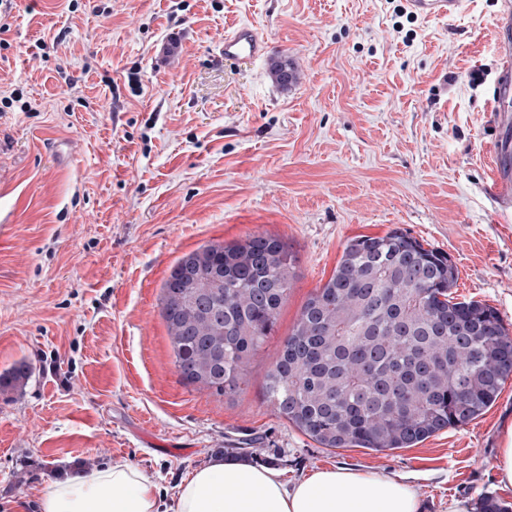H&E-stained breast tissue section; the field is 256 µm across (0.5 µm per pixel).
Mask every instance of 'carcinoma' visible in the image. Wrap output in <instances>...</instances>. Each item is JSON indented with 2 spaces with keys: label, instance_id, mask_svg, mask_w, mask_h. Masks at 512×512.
Listing matches in <instances>:
<instances>
[{
  "label": "carcinoma",
  "instance_id": "cac0c4a2",
  "mask_svg": "<svg viewBox=\"0 0 512 512\" xmlns=\"http://www.w3.org/2000/svg\"><path fill=\"white\" fill-rule=\"evenodd\" d=\"M278 238L210 244L180 258L161 288L186 385L240 390L297 276ZM448 256L399 229L348 241L303 305L267 373L264 398L321 448H410L467 424L512 376V335L496 309L455 302ZM479 512H512L492 494Z\"/></svg>",
  "mask_w": 512,
  "mask_h": 512
}]
</instances>
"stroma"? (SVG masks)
<instances>
[{"instance_id": "stroma-1", "label": "stroma", "mask_w": 512, "mask_h": 512, "mask_svg": "<svg viewBox=\"0 0 512 512\" xmlns=\"http://www.w3.org/2000/svg\"><path fill=\"white\" fill-rule=\"evenodd\" d=\"M77 9H70V2ZM502 0L425 18L405 0H14L0 88V512H39L72 459L136 465L163 500L213 456L273 466L288 484L342 467L414 486L425 512L500 483L512 378L467 425L411 448L326 449L264 400L302 306L358 235L401 229L450 256L457 300L512 325V215L489 195ZM249 22L264 61L227 63ZM298 79L279 86L275 64ZM137 72L138 87L128 83ZM255 235L286 242L298 276L238 393L182 384L161 314L176 261ZM270 45L268 39L261 35L251 23L237 24L230 32H224L219 44V54L224 62L242 60L257 61L268 57Z\"/></svg>"}]
</instances>
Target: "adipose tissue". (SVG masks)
<instances>
[{
  "mask_svg": "<svg viewBox=\"0 0 512 512\" xmlns=\"http://www.w3.org/2000/svg\"><path fill=\"white\" fill-rule=\"evenodd\" d=\"M40 512H158L156 486L126 460L67 468L50 481ZM171 512H421L416 491L377 472H312L284 484L267 466L217 458L177 488Z\"/></svg>",
  "mask_w": 512,
  "mask_h": 512,
  "instance_id": "ef3b65f1",
  "label": "adipose tissue"
}]
</instances>
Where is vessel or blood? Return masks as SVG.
<instances>
[{"mask_svg": "<svg viewBox=\"0 0 512 512\" xmlns=\"http://www.w3.org/2000/svg\"><path fill=\"white\" fill-rule=\"evenodd\" d=\"M413 14L424 17L447 18L456 14L460 0H406ZM500 55L503 64L498 71L495 86L498 129L494 149L495 176L491 192L497 202L512 208V111L506 103L512 98V0H504L496 18ZM270 45L266 37L251 23L237 24L225 33L219 45V54L225 61H257L267 58Z\"/></svg>", "mask_w": 512, "mask_h": 512, "instance_id": "b4317fda", "label": "vessel or blood"}]
</instances>
